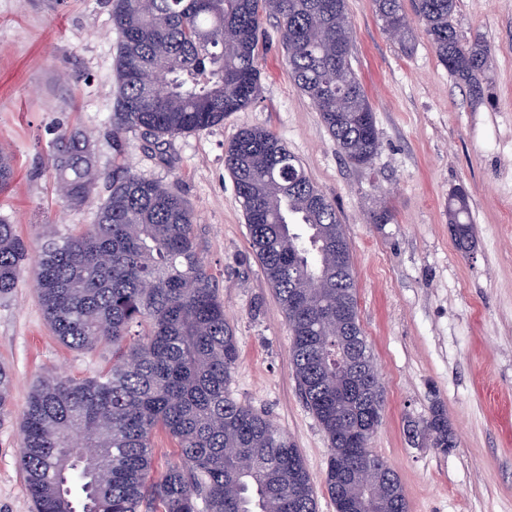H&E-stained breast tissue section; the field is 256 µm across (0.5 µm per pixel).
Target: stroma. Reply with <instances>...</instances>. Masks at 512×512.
Instances as JSON below:
<instances>
[{
    "instance_id": "35a3bbf8",
    "label": "stroma",
    "mask_w": 512,
    "mask_h": 512,
    "mask_svg": "<svg viewBox=\"0 0 512 512\" xmlns=\"http://www.w3.org/2000/svg\"><path fill=\"white\" fill-rule=\"evenodd\" d=\"M351 64L374 109L380 147L365 166L337 151L315 104L293 83L275 20L263 23L261 95L202 132L147 146L140 130L112 149L119 35L112 0H0V145L16 176L0 194L28 262L0 301V365L12 373V405L0 418V512H32L18 468L21 411L47 374L86 379L112 355L62 344L46 321L34 264L43 225L67 234L95 223L107 196L99 185L80 206L65 204L48 162L59 130L92 136L93 159L161 182L193 210L201 254L214 276L240 352L232 391L299 448L318 512H336L325 487L330 443L305 404L289 357L291 333L254 257L245 212L224 162L244 128L280 138L313 183L336 204L351 247L360 326L384 387L372 451L395 470L408 512H512V0H459L453 24L483 39L494 60L474 101L438 62L424 34L411 52L382 26L373 0H347ZM79 73L69 81L63 71ZM464 188L475 228L458 249L448 200ZM392 219L376 224L373 211ZM448 411L456 446L414 445L408 420Z\"/></svg>"
}]
</instances>
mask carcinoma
Returning a JSON list of instances; mask_svg holds the SVG:
<instances>
[{"label": "carcinoma", "instance_id": "obj_1", "mask_svg": "<svg viewBox=\"0 0 512 512\" xmlns=\"http://www.w3.org/2000/svg\"><path fill=\"white\" fill-rule=\"evenodd\" d=\"M386 31L409 48L413 28L401 0H374ZM457 0H415L414 11L439 62L470 96L485 92L492 62L485 42H464L451 23ZM277 21L294 84L318 107L337 150L357 166L379 148L373 107L351 68L346 0H114L121 41L118 92L110 117L112 149L139 129L155 139L208 130L253 104L260 93L259 34ZM169 91L156 96L152 85ZM90 136L64 130L49 163L61 198L87 201L100 181L109 193L96 223L77 234L43 235L35 281L45 319L66 346L93 352L112 345L97 376L50 375L21 417L20 471L34 512H317V496L294 442L263 414L239 402L231 384L239 359L224 300L199 249L193 212L174 191L120 164L97 169ZM225 163L245 210L250 247L292 333L290 359L301 396L328 437L325 486L363 510L407 512L403 487L386 461L366 467L384 411L336 360L348 333L363 335L345 226L335 203L305 173L288 146L262 128L241 130ZM14 176L0 147V193ZM456 239L471 248L474 227L463 190L448 203ZM25 246L0 217V298L24 270ZM348 330L336 324V311ZM12 375L0 366V414ZM177 443V459L152 475L155 435ZM409 437L443 452L453 429L439 404L409 421Z\"/></svg>", "mask_w": 512, "mask_h": 512}]
</instances>
